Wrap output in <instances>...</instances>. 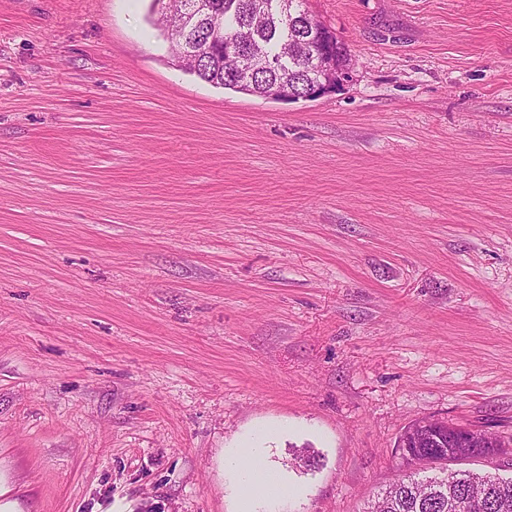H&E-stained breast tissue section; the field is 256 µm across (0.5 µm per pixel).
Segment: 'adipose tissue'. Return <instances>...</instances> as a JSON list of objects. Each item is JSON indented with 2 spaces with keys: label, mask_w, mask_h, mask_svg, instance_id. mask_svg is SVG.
<instances>
[{
  "label": "adipose tissue",
  "mask_w": 512,
  "mask_h": 512,
  "mask_svg": "<svg viewBox=\"0 0 512 512\" xmlns=\"http://www.w3.org/2000/svg\"><path fill=\"white\" fill-rule=\"evenodd\" d=\"M272 433L269 427L251 431L240 448L224 458L227 490L236 502L235 512H284V505L299 493L288 472L269 459L266 442Z\"/></svg>",
  "instance_id": "ef3b65f1"
}]
</instances>
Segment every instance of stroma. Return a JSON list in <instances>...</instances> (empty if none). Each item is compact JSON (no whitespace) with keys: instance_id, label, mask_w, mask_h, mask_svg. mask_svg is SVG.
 Segmentation results:
<instances>
[{"instance_id":"stroma-1","label":"stroma","mask_w":512,"mask_h":512,"mask_svg":"<svg viewBox=\"0 0 512 512\" xmlns=\"http://www.w3.org/2000/svg\"><path fill=\"white\" fill-rule=\"evenodd\" d=\"M350 82L180 70L150 0H0V471L25 512H363L439 417L512 435V0H305ZM309 448L314 468L296 465ZM318 69L321 74L311 86L308 88V92L303 97H297L292 95V92L288 87L293 89V85H274L271 88L270 97L277 100H298L313 99L324 96L336 90L339 86L343 85L344 82H348L352 78V70L350 67L341 68L335 63V60L331 58L330 54H324L322 58L317 62ZM276 431L271 427L255 429L224 457L227 490L236 502L233 512H285L283 506L300 493L288 471L269 459L270 448L264 443ZM239 448H248V452Z\"/></svg>"}]
</instances>
